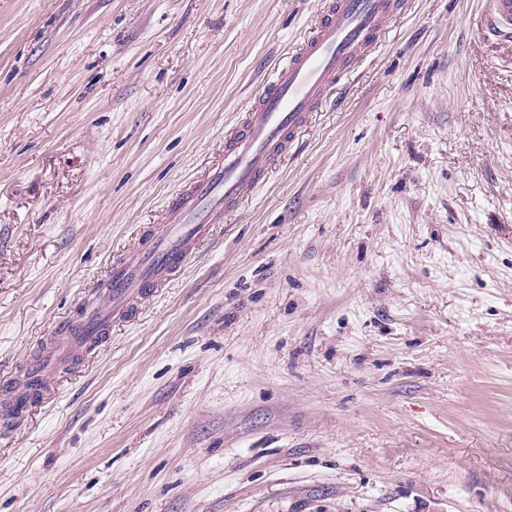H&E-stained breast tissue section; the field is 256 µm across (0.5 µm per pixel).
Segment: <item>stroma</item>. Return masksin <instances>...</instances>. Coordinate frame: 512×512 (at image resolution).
Masks as SVG:
<instances>
[{"label": "stroma", "mask_w": 512, "mask_h": 512, "mask_svg": "<svg viewBox=\"0 0 512 512\" xmlns=\"http://www.w3.org/2000/svg\"><path fill=\"white\" fill-rule=\"evenodd\" d=\"M180 276L0 431V512H512V42L407 0ZM322 0H0V380L203 174Z\"/></svg>", "instance_id": "1"}]
</instances>
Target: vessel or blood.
Returning <instances> with one entry per match:
<instances>
[{"label": "vessel or blood", "mask_w": 512, "mask_h": 512, "mask_svg": "<svg viewBox=\"0 0 512 512\" xmlns=\"http://www.w3.org/2000/svg\"><path fill=\"white\" fill-rule=\"evenodd\" d=\"M404 0H329L301 46L264 82L241 129L224 137V152L172 200L167 230L147 235L120 255L81 305L79 317L59 325L45 354L18 374L30 384L26 412L47 392L46 380L62 361L90 348L113 321L127 318L150 289L170 280L226 211L255 189L320 110L336 82L367 58L400 15ZM483 31L512 41V0H491Z\"/></svg>", "instance_id": "obj_1"}]
</instances>
